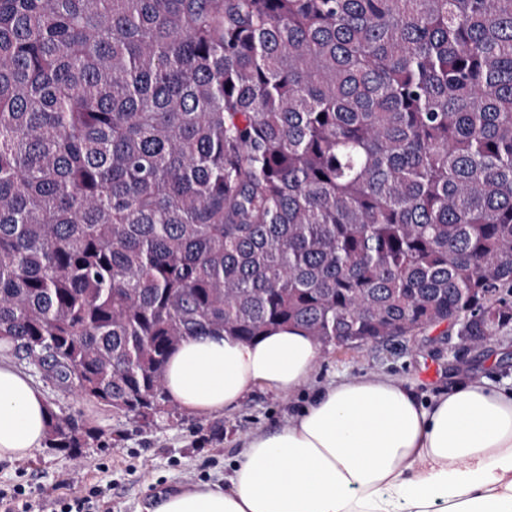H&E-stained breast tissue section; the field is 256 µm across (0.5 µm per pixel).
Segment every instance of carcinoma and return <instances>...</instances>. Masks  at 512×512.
I'll use <instances>...</instances> for the list:
<instances>
[{
	"label": "carcinoma",
	"mask_w": 512,
	"mask_h": 512,
	"mask_svg": "<svg viewBox=\"0 0 512 512\" xmlns=\"http://www.w3.org/2000/svg\"><path fill=\"white\" fill-rule=\"evenodd\" d=\"M505 290L512 0H0V337L41 377L148 418L189 337L506 336Z\"/></svg>",
	"instance_id": "carcinoma-1"
}]
</instances>
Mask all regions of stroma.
Segmentation results:
<instances>
[{"instance_id":"obj_1","label":"stroma","mask_w":512,"mask_h":512,"mask_svg":"<svg viewBox=\"0 0 512 512\" xmlns=\"http://www.w3.org/2000/svg\"><path fill=\"white\" fill-rule=\"evenodd\" d=\"M361 375L396 379L425 404L467 381L511 389L512 338L468 348L443 323L355 348L324 347L310 379L292 394L257 387L224 412L188 416L177 410L151 423L61 390L36 374L32 380L50 410L99 429L105 444L78 457L44 447L33 459L0 462V488L25 485L31 512H52L44 490L73 498L93 487L101 490L109 512H150L169 492L227 483L247 437L287 428L320 385Z\"/></svg>"}]
</instances>
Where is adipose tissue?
<instances>
[{"label":"adipose tissue","mask_w":512,"mask_h":512,"mask_svg":"<svg viewBox=\"0 0 512 512\" xmlns=\"http://www.w3.org/2000/svg\"><path fill=\"white\" fill-rule=\"evenodd\" d=\"M319 353L297 328L253 343L197 336L169 357L165 391L210 415L257 387L294 392ZM48 418L41 389L0 363V461L33 456ZM152 512H512V390L472 381L425 406L389 377L328 383L288 428L245 441L229 485L172 493Z\"/></svg>","instance_id":"obj_1"}]
</instances>
